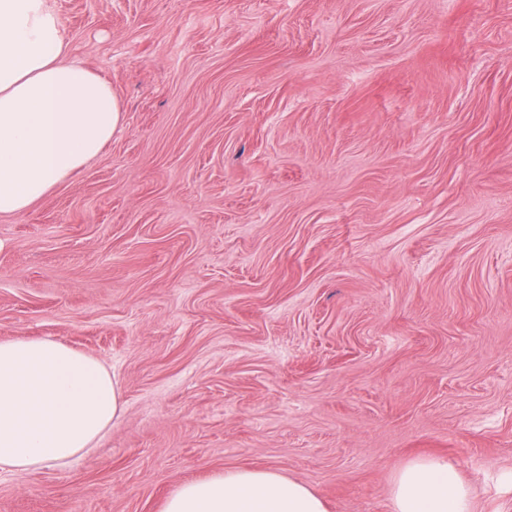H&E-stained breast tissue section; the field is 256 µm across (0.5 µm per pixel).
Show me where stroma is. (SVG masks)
Instances as JSON below:
<instances>
[{"instance_id": "stroma-1", "label": "stroma", "mask_w": 512, "mask_h": 512, "mask_svg": "<svg viewBox=\"0 0 512 512\" xmlns=\"http://www.w3.org/2000/svg\"><path fill=\"white\" fill-rule=\"evenodd\" d=\"M123 108L0 217V340H61L124 414L0 512H161L274 468L391 512L444 455L512 512V0H56Z\"/></svg>"}]
</instances>
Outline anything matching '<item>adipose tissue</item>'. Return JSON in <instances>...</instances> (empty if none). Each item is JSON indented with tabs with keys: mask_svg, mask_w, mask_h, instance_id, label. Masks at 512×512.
Returning a JSON list of instances; mask_svg holds the SVG:
<instances>
[{
	"mask_svg": "<svg viewBox=\"0 0 512 512\" xmlns=\"http://www.w3.org/2000/svg\"><path fill=\"white\" fill-rule=\"evenodd\" d=\"M122 108L111 84L75 59L54 0H0V216L32 208L111 141ZM121 389L99 360L47 339L0 340V471L62 466L122 417ZM392 512H473L442 458L397 472ZM163 512H326L303 481L240 468L179 485Z\"/></svg>",
	"mask_w": 512,
	"mask_h": 512,
	"instance_id": "1",
	"label": "adipose tissue"
}]
</instances>
